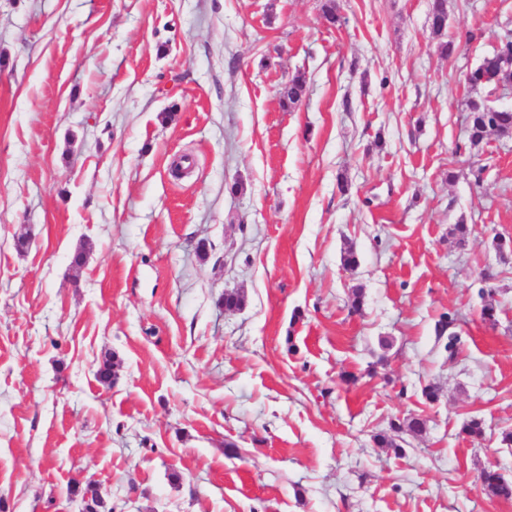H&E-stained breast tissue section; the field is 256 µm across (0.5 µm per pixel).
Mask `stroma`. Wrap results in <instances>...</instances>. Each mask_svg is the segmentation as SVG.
I'll return each mask as SVG.
<instances>
[{
    "label": "stroma",
    "mask_w": 512,
    "mask_h": 512,
    "mask_svg": "<svg viewBox=\"0 0 512 512\" xmlns=\"http://www.w3.org/2000/svg\"><path fill=\"white\" fill-rule=\"evenodd\" d=\"M337 2L0 0V512H512V0ZM470 85H512V37L505 36L497 50L484 58L483 63L472 72ZM467 107L471 143H479L490 135L512 137V109L496 108L479 99H471ZM424 429V422L418 418H414L411 420H406L402 423H393L391 430L394 434L378 435L377 439L381 446L388 448H399L400 446L396 443L395 437H399L400 433L409 432L411 434L417 435L422 433Z\"/></svg>",
    "instance_id": "35a3bbf8"
}]
</instances>
